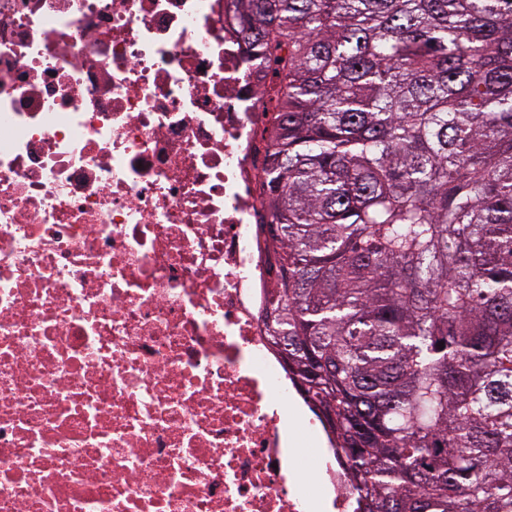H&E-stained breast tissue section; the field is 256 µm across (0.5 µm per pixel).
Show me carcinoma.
Returning a JSON list of instances; mask_svg holds the SVG:
<instances>
[{"label":"carcinoma","mask_w":512,"mask_h":512,"mask_svg":"<svg viewBox=\"0 0 512 512\" xmlns=\"http://www.w3.org/2000/svg\"><path fill=\"white\" fill-rule=\"evenodd\" d=\"M239 2L287 52L268 341L355 512H512V0Z\"/></svg>","instance_id":"obj_1"}]
</instances>
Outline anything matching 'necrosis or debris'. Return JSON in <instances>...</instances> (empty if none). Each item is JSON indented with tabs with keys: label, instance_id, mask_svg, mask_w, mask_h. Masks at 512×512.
Segmentation results:
<instances>
[{
	"label": "necrosis or debris",
	"instance_id": "4bbe7bcc",
	"mask_svg": "<svg viewBox=\"0 0 512 512\" xmlns=\"http://www.w3.org/2000/svg\"><path fill=\"white\" fill-rule=\"evenodd\" d=\"M274 85L236 0H0V512H315L261 319Z\"/></svg>",
	"mask_w": 512,
	"mask_h": 512
}]
</instances>
